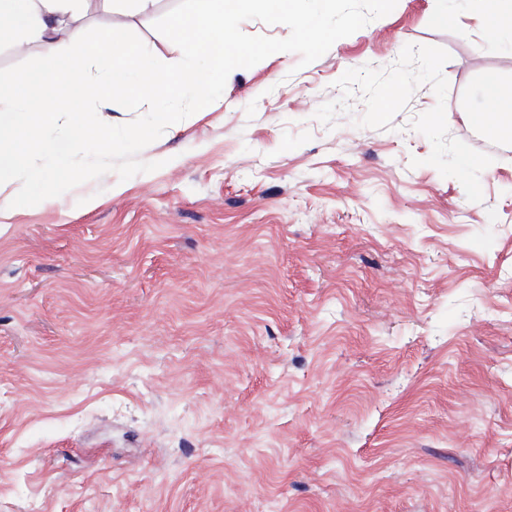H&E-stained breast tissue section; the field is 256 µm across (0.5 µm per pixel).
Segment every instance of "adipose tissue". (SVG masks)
<instances>
[{
  "label": "adipose tissue",
  "instance_id": "adipose-tissue-1",
  "mask_svg": "<svg viewBox=\"0 0 512 512\" xmlns=\"http://www.w3.org/2000/svg\"><path fill=\"white\" fill-rule=\"evenodd\" d=\"M84 0H0V38H21L42 46L49 55L61 56V71L26 70L0 74V193L8 189L15 174L25 173L27 184H41L50 170L30 166L32 153L57 157L67 164L88 137L107 144L109 132L102 122L68 105L87 64H95L109 81L126 85L132 69V51L119 29L92 32L77 22ZM470 15L478 19L488 39L512 30V0H466ZM68 26L65 44L56 34ZM482 104L467 113L468 123L490 136L512 139V87L495 72L481 80ZM62 125L63 140H41L40 127Z\"/></svg>",
  "mask_w": 512,
  "mask_h": 512
}]
</instances>
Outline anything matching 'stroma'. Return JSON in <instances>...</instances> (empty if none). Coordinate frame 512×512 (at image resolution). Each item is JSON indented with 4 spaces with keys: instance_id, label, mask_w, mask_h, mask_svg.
Listing matches in <instances>:
<instances>
[{
    "instance_id": "obj_1",
    "label": "stroma",
    "mask_w": 512,
    "mask_h": 512,
    "mask_svg": "<svg viewBox=\"0 0 512 512\" xmlns=\"http://www.w3.org/2000/svg\"><path fill=\"white\" fill-rule=\"evenodd\" d=\"M176 3L82 22L175 63ZM55 64L0 41V72ZM489 71L512 32L398 0L232 71L156 171L0 196V512H512V146L463 117Z\"/></svg>"
}]
</instances>
